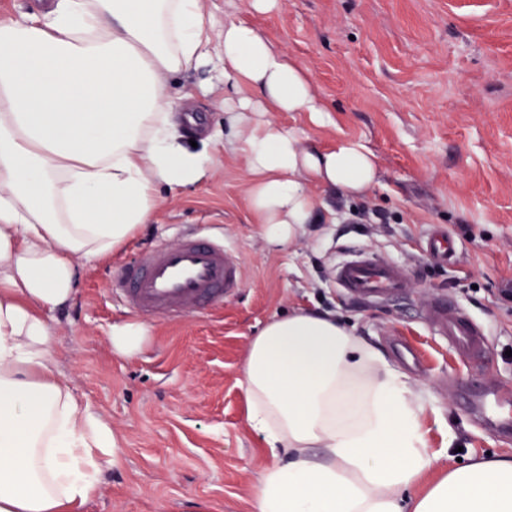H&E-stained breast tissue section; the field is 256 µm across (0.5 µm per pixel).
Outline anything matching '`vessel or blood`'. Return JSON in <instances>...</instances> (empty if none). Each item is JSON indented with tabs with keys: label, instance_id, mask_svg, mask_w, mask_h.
Masks as SVG:
<instances>
[{
	"label": "vessel or blood",
	"instance_id": "vessel-or-blood-1",
	"mask_svg": "<svg viewBox=\"0 0 512 512\" xmlns=\"http://www.w3.org/2000/svg\"><path fill=\"white\" fill-rule=\"evenodd\" d=\"M333 276L339 288L358 298L401 299L409 288L405 267L364 252L339 263ZM242 281V262L235 249L186 234L177 245L158 241L142 250L134 263L117 269L110 285L130 312L175 320L222 306L238 293ZM425 318L434 335L447 338L466 357L483 354V330L448 299L431 302ZM463 400L487 425L500 424L494 408L496 390L473 391Z\"/></svg>",
	"mask_w": 512,
	"mask_h": 512
}]
</instances>
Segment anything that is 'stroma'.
I'll list each match as a JSON object with an SVG mask.
<instances>
[{
  "mask_svg": "<svg viewBox=\"0 0 512 512\" xmlns=\"http://www.w3.org/2000/svg\"><path fill=\"white\" fill-rule=\"evenodd\" d=\"M253 21L334 109L330 127L304 112H274L272 122L324 148L362 141L378 159V182L359 198L325 195L322 223L273 249L248 211L242 162L218 146L208 180L161 191L151 220L120 252L83 266L76 299L44 318L57 371L111 422L122 451L80 512H253L268 459L246 421L241 366L250 337L296 306L335 311L393 365L397 340L420 353L407 374L426 394L432 450L454 445L465 462L512 454V436L460 397L492 387L512 412V0H283ZM188 80L201 88L196 117L220 143L223 82L206 71ZM436 227L453 241L456 263L424 254ZM188 230L223 236L240 253L241 290L217 311L150 319L149 347L116 355L110 329L132 314L109 291L110 269ZM355 251L406 267L409 295L371 304L343 294L331 271ZM438 295L482 327V358H460L431 334L424 311Z\"/></svg>",
  "mask_w": 512,
  "mask_h": 512,
  "instance_id": "stroma-1",
  "label": "stroma"
}]
</instances>
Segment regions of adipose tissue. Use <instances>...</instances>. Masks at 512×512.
I'll list each match as a JSON object with an SVG mask.
<instances>
[{
  "label": "adipose tissue",
  "mask_w": 512,
  "mask_h": 512,
  "mask_svg": "<svg viewBox=\"0 0 512 512\" xmlns=\"http://www.w3.org/2000/svg\"><path fill=\"white\" fill-rule=\"evenodd\" d=\"M206 0H50L0 18V512H77L118 460L111 424L53 368L44 311L70 304L79 268L148 223L162 190L211 174L212 138L190 143L178 78L224 81V152L248 175L263 238L317 223L315 188L364 195L362 143L305 147L271 112L331 110L310 74L256 26L224 25ZM247 421L271 458L254 512H512V456L440 464L426 399L335 314L304 307L250 338Z\"/></svg>",
  "instance_id": "adipose-tissue-1"
}]
</instances>
